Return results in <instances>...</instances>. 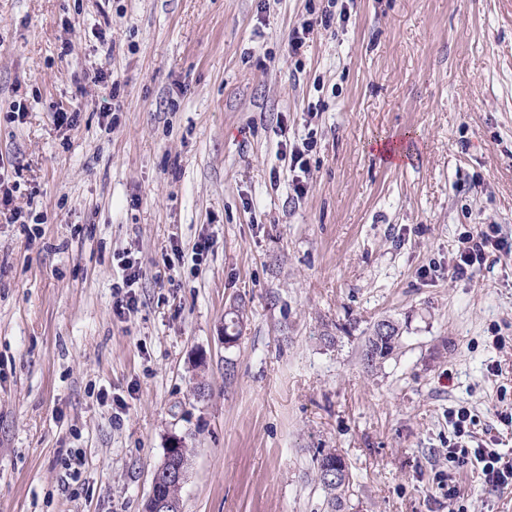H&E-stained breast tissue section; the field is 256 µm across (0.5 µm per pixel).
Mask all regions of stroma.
I'll return each instance as SVG.
<instances>
[{
  "label": "stroma",
  "mask_w": 512,
  "mask_h": 512,
  "mask_svg": "<svg viewBox=\"0 0 512 512\" xmlns=\"http://www.w3.org/2000/svg\"><path fill=\"white\" fill-rule=\"evenodd\" d=\"M336 3L348 22L293 57L327 0H0V157L43 219L32 240L0 219V512H142L174 434L182 512H327L321 448L346 512H512L448 469L452 408L512 453V254L448 271L465 233L512 240V0ZM382 319L401 339L371 368ZM314 26H322L324 30L331 27V14L327 15L325 11L324 16L321 15L320 19L316 18L305 20L300 27L295 28L289 35L287 40L288 55H299L301 49L310 41V35L314 31ZM316 469L314 481L326 493V501L331 512H343L347 497L350 496L351 473L343 456L336 449H319L315 458ZM335 470L339 475L328 478Z\"/></svg>",
  "instance_id": "35a3bbf8"
}]
</instances>
